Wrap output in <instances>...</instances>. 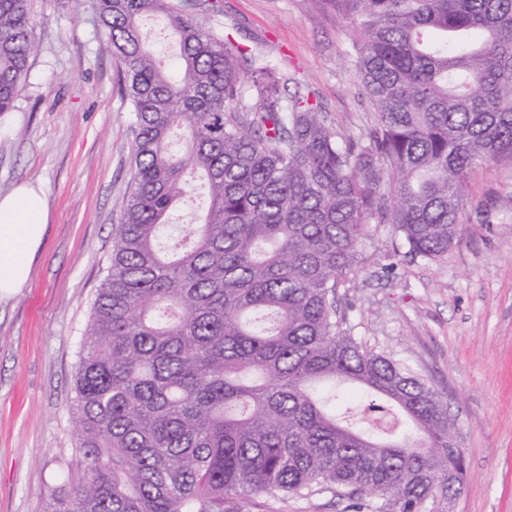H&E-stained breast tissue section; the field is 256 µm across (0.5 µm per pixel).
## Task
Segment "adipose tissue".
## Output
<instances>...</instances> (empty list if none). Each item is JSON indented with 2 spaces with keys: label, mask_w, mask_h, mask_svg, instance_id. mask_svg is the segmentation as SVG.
Wrapping results in <instances>:
<instances>
[{
  "label": "adipose tissue",
  "mask_w": 512,
  "mask_h": 512,
  "mask_svg": "<svg viewBox=\"0 0 512 512\" xmlns=\"http://www.w3.org/2000/svg\"><path fill=\"white\" fill-rule=\"evenodd\" d=\"M47 221L45 198L34 186L23 184L0 196V299L27 285Z\"/></svg>",
  "instance_id": "adipose-tissue-1"
}]
</instances>
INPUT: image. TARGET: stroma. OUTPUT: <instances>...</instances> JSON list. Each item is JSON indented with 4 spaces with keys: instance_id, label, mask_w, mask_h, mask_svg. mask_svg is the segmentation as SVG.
I'll list each match as a JSON object with an SVG mask.
<instances>
[{
    "instance_id": "obj_1",
    "label": "stroma",
    "mask_w": 512,
    "mask_h": 512,
    "mask_svg": "<svg viewBox=\"0 0 512 512\" xmlns=\"http://www.w3.org/2000/svg\"><path fill=\"white\" fill-rule=\"evenodd\" d=\"M202 26L235 53L260 52L315 92L329 122L372 115L347 55L353 28L319 0H198ZM37 53L15 108L0 114V195L47 199L30 283L0 303V512H44L83 478L71 421L82 333L111 264L136 128L118 62L88 0H30ZM365 270L338 290L354 335L422 373L448 407L466 457L449 512H512V166L475 169L447 258L394 254L374 226ZM396 261L397 276L384 267ZM329 494L230 497L224 512H344Z\"/></svg>"
}]
</instances>
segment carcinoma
Segmentation results:
<instances>
[{"mask_svg": "<svg viewBox=\"0 0 512 512\" xmlns=\"http://www.w3.org/2000/svg\"><path fill=\"white\" fill-rule=\"evenodd\" d=\"M348 21L360 134L261 56L241 71L186 0H91L137 128L112 258L72 411L83 479L44 512H224L231 496L333 493L345 512H448L465 473L447 407L407 362L352 334L337 288L374 224L448 256L465 188L512 163V0H323ZM178 43L173 74L143 17ZM29 0H0V112L37 52ZM205 180L200 222L168 244ZM349 384L388 431L336 416Z\"/></svg>", "mask_w": 512, "mask_h": 512, "instance_id": "obj_1", "label": "carcinoma"}]
</instances>
